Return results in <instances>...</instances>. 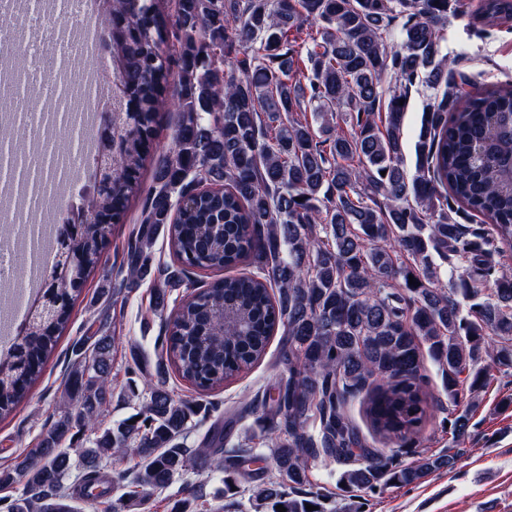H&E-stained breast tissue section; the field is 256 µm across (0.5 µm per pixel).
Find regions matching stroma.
Segmentation results:
<instances>
[{
    "label": "stroma",
    "mask_w": 512,
    "mask_h": 512,
    "mask_svg": "<svg viewBox=\"0 0 512 512\" xmlns=\"http://www.w3.org/2000/svg\"><path fill=\"white\" fill-rule=\"evenodd\" d=\"M470 18L449 19L443 52L472 86L512 82V17L486 19L480 0H467ZM151 279L124 286L111 294V277L90 278L83 289L43 376L32 386L28 398L13 416L0 421V465L10 463L31 447L42 427L63 409V375L72 362L73 344L86 335L93 319L106 323L117 339L112 352V389L115 397L105 418L114 425L139 409L138 400H121V392L135 377V357L154 366L157 349L164 340L163 322L151 304ZM281 339L273 337L266 355L224 389L209 393L217 406L212 420L190 429L184 443L199 447L212 424L224 427L228 445L245 444L267 453L265 436L270 428L254 407L264 392L285 376ZM422 375L428 397L436 408L420 432L415 448L404 462L419 455L443 454L448 435L443 429L449 405L442 371L431 357H424ZM342 469L333 463L315 462L309 480L329 509L345 505L358 512H512V368L495 370L488 385L479 392L471 413L462 455L452 468L432 473L420 484L391 487L366 494L340 482ZM201 493L200 512H224V475L220 472L190 473L177 478L167 489L152 493V512H169L172 503L185 494L186 486Z\"/></svg>",
    "instance_id": "stroma-1"
}]
</instances>
